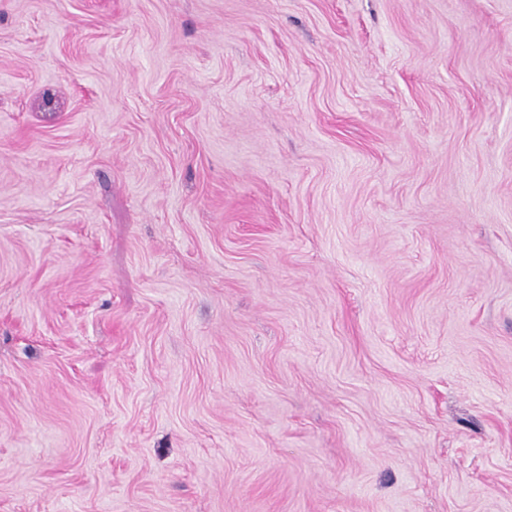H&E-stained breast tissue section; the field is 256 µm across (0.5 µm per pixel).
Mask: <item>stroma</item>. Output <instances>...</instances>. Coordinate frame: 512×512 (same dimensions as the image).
Here are the masks:
<instances>
[{
  "label": "stroma",
  "instance_id": "obj_1",
  "mask_svg": "<svg viewBox=\"0 0 512 512\" xmlns=\"http://www.w3.org/2000/svg\"><path fill=\"white\" fill-rule=\"evenodd\" d=\"M0 512H512V0H0Z\"/></svg>",
  "mask_w": 512,
  "mask_h": 512
}]
</instances>
